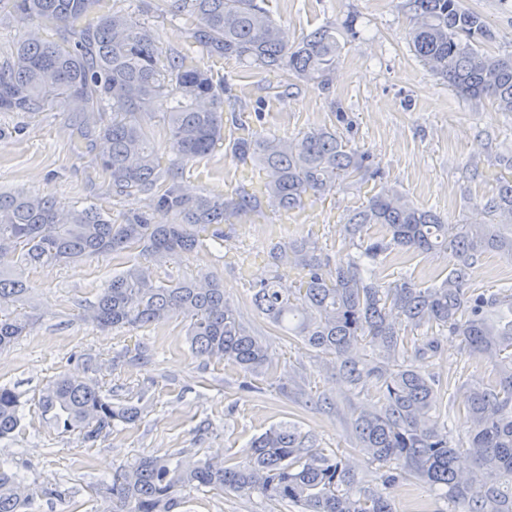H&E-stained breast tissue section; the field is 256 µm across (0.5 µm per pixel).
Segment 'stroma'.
<instances>
[{"mask_svg": "<svg viewBox=\"0 0 512 512\" xmlns=\"http://www.w3.org/2000/svg\"><path fill=\"white\" fill-rule=\"evenodd\" d=\"M487 19L493 39L489 52L512 55V0H464ZM278 24L297 41L322 27L342 29V54L328 86L320 87L279 71L249 68L232 59L197 55L201 67L223 74L230 88L224 97L225 141L208 156L180 167L178 178L190 192L232 196L242 185L263 186L265 168L234 158L229 143L272 134L294 139L318 129L337 130L352 149L369 153L380 178L306 201L286 211L268 203L225 225L223 242L180 253L155 267L163 281L214 275L224 296L270 346L269 371L246 374L221 360L199 365L189 349L186 322L174 318L155 326L101 329L82 312L116 273L144 256L132 251L66 264L27 268L25 300L0 306V313L32 316L29 332L0 351V385L17 392L24 418L11 437L0 439V461L7 460L32 486L52 485L57 495H36L24 512H109L110 501L97 488L115 469L146 455L184 453L218 461H243L250 441L271 426L292 421L313 435L326 453L348 456L359 476L378 484L384 466L369 462L357 449L356 415L378 402L375 389H352L317 353L288 340L254 307L255 281L276 274L283 284L299 277L279 263L273 248L307 241L322 254L343 257L356 248L345 240L346 215L365 205L381 187L405 194L421 208L451 224H485L482 200L498 180L512 176V113L497 111L490 100H465L424 67L410 45L412 27L400 0H265ZM162 57L190 52L187 32L172 14L150 17ZM98 148L77 149L66 113L53 109L29 118L0 112V192L51 195L62 209L96 205L123 222L132 212L148 211L152 223H172L171 214L149 209L147 201L113 197L98 166ZM454 263L448 253L392 252L372 267V278L388 286L399 277L427 286L447 276ZM512 281V259L483 254L472 268L471 285L494 290ZM147 345V361L114 364L119 353ZM92 357L95 369L84 359ZM442 382L448 404L464 394L460 382L488 378L487 364L469 358L457 339L442 354L417 362ZM97 379L142 410L139 422L120 425L95 445L58 430L41 413L38 398L57 376ZM395 512L423 503L444 512L415 481L400 480L385 490ZM178 512H297L261 494L186 490Z\"/></svg>", "mask_w": 512, "mask_h": 512, "instance_id": "35a3bbf8", "label": "stroma"}]
</instances>
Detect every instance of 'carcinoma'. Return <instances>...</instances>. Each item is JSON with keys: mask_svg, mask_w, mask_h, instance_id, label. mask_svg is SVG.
Segmentation results:
<instances>
[{"mask_svg": "<svg viewBox=\"0 0 512 512\" xmlns=\"http://www.w3.org/2000/svg\"><path fill=\"white\" fill-rule=\"evenodd\" d=\"M403 8L413 21V51L433 74L465 99H489L498 111L512 113V56L482 49L493 35L481 13L461 0H404ZM171 10L183 19L189 39L210 55L300 80L327 81L342 49L333 27L288 43L264 0H171ZM15 17L35 20L54 36L31 31L3 53L0 112L31 117L60 104L87 143L92 132L81 116L111 113L97 137L104 142L99 162L112 196L143 197L175 221L152 224L140 212L115 224L93 207L65 212L52 196L0 193V252L17 255L14 266L0 267V305L27 294L28 267L133 249L160 263L202 246V232L224 240L222 225L256 208L262 195L294 209L377 176L369 156L348 149L336 132L317 129L291 140H233L234 156H253L267 170L261 194H189L162 166L147 121L158 102L168 103L162 121L172 151L186 163L209 154L224 142V78L183 54L162 59L148 21L119 0H0V23ZM483 208L489 224H446L384 188L344 224L357 256L332 263L308 242L280 246L276 259L302 272L298 284L263 278L252 294L256 309L288 329V339L335 359L350 386L378 389V406L353 422L359 451L388 466L383 482L413 479L447 503L448 512H512V285L491 292L470 285L481 254L512 257V233L499 229L512 223V181L500 183ZM372 224L385 226L388 237L368 236ZM393 250L450 251L456 263L438 284L424 287L402 277L382 287L372 280L371 266ZM180 316L188 321L190 350L200 363L222 359L251 374L271 364L266 344L241 321L215 276L164 283L150 267L134 264L112 277L84 320L101 328L142 327ZM30 325L26 315H0V351ZM417 330L424 336L411 335ZM450 336L467 356L492 367V377L462 385L466 399L452 410L442 407L435 376L415 365L440 355ZM360 342L369 352L355 357L351 348ZM39 406L62 431L92 445L141 414L133 403H112L95 379L75 383L63 376L45 388ZM22 419L20 396L0 386V439ZM459 421L464 434L456 437ZM461 448L474 458L468 472L457 467ZM186 489L258 492L299 512H394L381 488L364 484L349 462L316 447L290 422L256 437L240 463L179 453L146 456L117 469L103 485L113 512H174ZM32 497L25 479L0 462V512H20Z\"/></svg>", "mask_w": 512, "mask_h": 512, "instance_id": "1", "label": "carcinoma"}]
</instances>
